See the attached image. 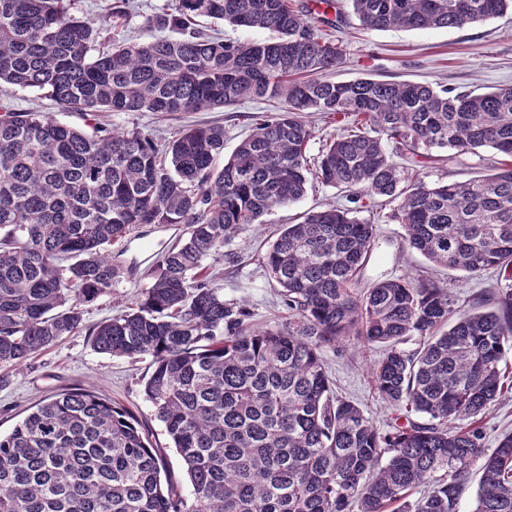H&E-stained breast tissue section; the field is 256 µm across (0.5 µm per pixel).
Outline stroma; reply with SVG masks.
<instances>
[{
    "label": "stroma",
    "mask_w": 512,
    "mask_h": 512,
    "mask_svg": "<svg viewBox=\"0 0 512 512\" xmlns=\"http://www.w3.org/2000/svg\"><path fill=\"white\" fill-rule=\"evenodd\" d=\"M175 6L176 0H134L129 17L119 20L108 35L113 39L129 36L138 42L151 40L158 34L150 24L151 18L173 11ZM333 36L347 50V60L335 74L339 80L372 77L440 83L466 92H487L512 85L511 14L462 29L375 31L344 27L334 31ZM4 105L21 111L58 113L63 121L87 131L96 127L135 128L159 140L172 139L186 125L220 124L224 127V151L228 154L250 132L249 113H276L281 108L279 101L260 100L209 112H182L167 118L150 112H98L86 116L60 113L56 102L46 93L2 87L0 107ZM498 160V155L490 149L476 155L447 152L442 161L425 166L421 177L430 186L467 181L490 173ZM343 201L339 189L313 184L296 203L248 225L229 246L233 260L221 256L210 259L215 287L220 288L225 299L238 302L246 309L252 328H274L288 320V309L279 296V288L262 264L274 231L306 212ZM387 214V209L375 205L361 213L363 219L375 224L378 240L363 273V285L381 279L430 274L446 282L465 301L495 286L498 272L493 268L470 274L434 267L422 255L406 248L401 226L389 221ZM185 232L182 224L138 228L121 243L110 246L112 261L119 266L120 275L109 293L87 304L83 330L26 363L10 368L0 384L1 433L10 432L45 397L66 388H93L135 417L152 446L161 449L168 475L179 486H186L183 462L175 449L170 448L164 427L144 395L143 379L150 371V358L129 359L98 353L88 335L89 328L135 306L151 284L164 253ZM383 353L381 346H366L354 339L347 342L343 351L327 348L322 352L334 393L357 403L381 427L389 422L393 412L376 391L369 367Z\"/></svg>",
    "instance_id": "obj_1"
}]
</instances>
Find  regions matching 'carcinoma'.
<instances>
[{"label":"carcinoma","instance_id":"1","mask_svg":"<svg viewBox=\"0 0 512 512\" xmlns=\"http://www.w3.org/2000/svg\"><path fill=\"white\" fill-rule=\"evenodd\" d=\"M154 19H206L266 31L227 41L199 30L96 44L65 0H0V86L45 91L64 112H177L280 99L223 166L224 127L195 125L158 146L137 129L88 133L52 113L0 108V368L80 331L84 306L119 277L106 247L145 225L184 224L141 300L91 332L102 354L149 357L144 393L186 466L189 494L135 418L72 388L0 435V512H458L479 474L475 512H512V433L486 447L512 341V86L483 94L326 74L346 62L320 26L460 29L512 12V0H177ZM348 119L308 155L305 114ZM501 157L495 172L429 187L394 157L432 150ZM353 208L283 224L264 253L288 323L251 329L205 272L249 224L300 200L311 181ZM431 263L500 283L462 302L431 278L361 287L375 225L365 199ZM225 254V253H223ZM231 258V254H225ZM354 337L383 345L371 368L397 412L383 429L331 395L322 350ZM419 338L414 350L400 347ZM418 415L421 420L412 419ZM420 493L410 500L414 493Z\"/></svg>","mask_w":512,"mask_h":512}]
</instances>
